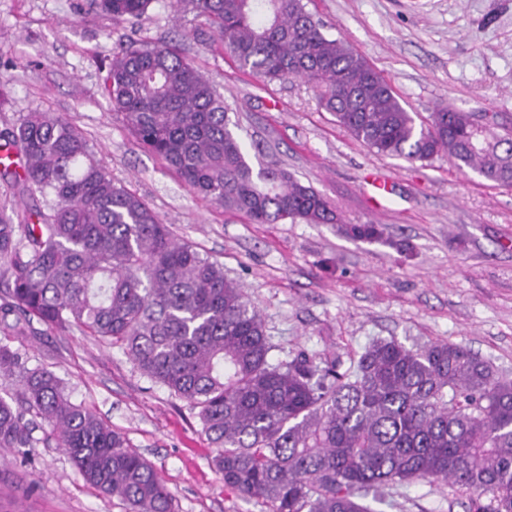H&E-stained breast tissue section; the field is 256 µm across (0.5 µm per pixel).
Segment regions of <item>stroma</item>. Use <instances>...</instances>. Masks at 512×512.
Masks as SVG:
<instances>
[{"label": "stroma", "instance_id": "1", "mask_svg": "<svg viewBox=\"0 0 512 512\" xmlns=\"http://www.w3.org/2000/svg\"><path fill=\"white\" fill-rule=\"evenodd\" d=\"M428 120L434 106L512 132V0H308ZM170 41L217 87L253 165L274 164L313 187L337 224H253L194 196L113 114L103 87L113 50ZM36 110L76 127L115 180L180 240L219 261L259 310L277 360L306 352L348 360L373 341L447 340L512 378V187L461 172L444 157L410 163L370 152L322 110L304 80L266 84L240 70L203 19L153 0L136 23L86 0H0V130ZM374 224L381 243L346 237ZM13 340L29 367L64 383L73 402L152 462L175 512H268L224 485L196 409L140 374L118 348L78 327L35 324ZM446 484L398 487L376 512H465ZM0 512H129L43 444L22 462L0 448Z\"/></svg>", "mask_w": 512, "mask_h": 512}]
</instances>
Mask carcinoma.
I'll return each mask as SVG.
<instances>
[{
  "instance_id": "1",
  "label": "carcinoma",
  "mask_w": 512,
  "mask_h": 512,
  "mask_svg": "<svg viewBox=\"0 0 512 512\" xmlns=\"http://www.w3.org/2000/svg\"><path fill=\"white\" fill-rule=\"evenodd\" d=\"M154 0H90L142 19ZM203 19L238 67L268 84L304 79L351 137L388 157L430 161L512 186V134L467 112L429 121L304 0H176ZM112 112L189 189L253 224H338L329 201L277 167L254 168L229 129L224 98L179 49L129 41L104 79ZM0 170L28 200L0 207V325H72L120 349L138 370L197 409L224 485L270 512H374L397 486L444 481L470 493L466 512H512V379L464 345L411 349L376 340L349 365L300 352L270 361L259 311L224 265L174 238L117 184L61 115L30 112L0 131ZM353 240L382 241L374 224ZM0 380H14L33 418L0 396V448L24 457L42 441L65 450L90 485L130 512H174L153 465L52 372L0 342Z\"/></svg>"
}]
</instances>
